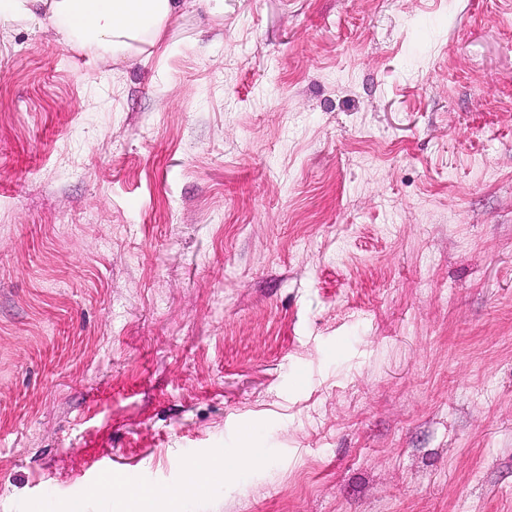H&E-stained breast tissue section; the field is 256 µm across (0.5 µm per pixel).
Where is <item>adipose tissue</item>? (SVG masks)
<instances>
[{
	"label": "adipose tissue",
	"instance_id": "adipose-tissue-1",
	"mask_svg": "<svg viewBox=\"0 0 512 512\" xmlns=\"http://www.w3.org/2000/svg\"><path fill=\"white\" fill-rule=\"evenodd\" d=\"M189 0H0V25L49 23L62 43L115 55L153 46Z\"/></svg>",
	"mask_w": 512,
	"mask_h": 512
}]
</instances>
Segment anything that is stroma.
I'll list each match as a JSON object with an SVG mask.
<instances>
[{
	"label": "stroma",
	"instance_id": "35a3bbf8",
	"mask_svg": "<svg viewBox=\"0 0 512 512\" xmlns=\"http://www.w3.org/2000/svg\"><path fill=\"white\" fill-rule=\"evenodd\" d=\"M223 2L0 26V512H512V0ZM195 0H0V25L47 22L67 45L114 55L155 46L163 29ZM239 463L238 459L229 460L222 456H215L200 461L196 465V469L191 473L188 483V490L191 492L201 491L210 486L216 478L223 475L224 470Z\"/></svg>",
	"mask_w": 512,
	"mask_h": 512
}]
</instances>
